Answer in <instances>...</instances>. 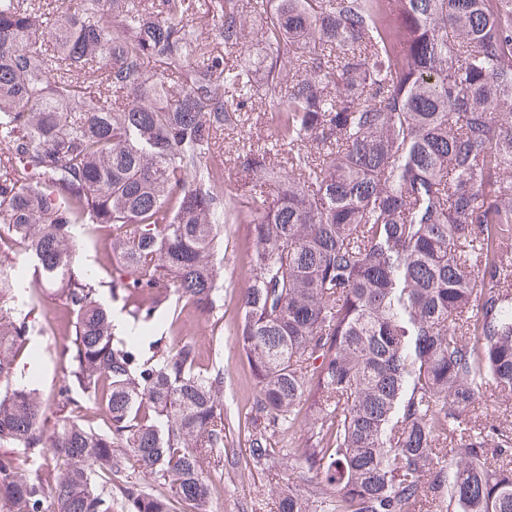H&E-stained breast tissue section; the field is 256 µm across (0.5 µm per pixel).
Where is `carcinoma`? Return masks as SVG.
Returning a JSON list of instances; mask_svg holds the SVG:
<instances>
[{
  "label": "carcinoma",
  "instance_id": "obj_1",
  "mask_svg": "<svg viewBox=\"0 0 512 512\" xmlns=\"http://www.w3.org/2000/svg\"><path fill=\"white\" fill-rule=\"evenodd\" d=\"M255 2L0 0V224L69 336L50 405L0 304V512H210L224 374L191 339L114 334L72 277L76 224L112 299L171 333L224 306V225H248L250 457L320 420L287 463L321 480L280 512H512V425L487 412L512 405V0ZM129 457L171 495L121 480ZM318 427V424L312 418L300 414L289 434L288 429L276 433L270 440L271 445L276 449L304 448L309 443L312 434L318 430Z\"/></svg>",
  "mask_w": 512,
  "mask_h": 512
}]
</instances>
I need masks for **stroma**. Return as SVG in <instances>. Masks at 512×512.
<instances>
[{"mask_svg": "<svg viewBox=\"0 0 512 512\" xmlns=\"http://www.w3.org/2000/svg\"><path fill=\"white\" fill-rule=\"evenodd\" d=\"M251 243L242 224L224 227V252L218 262L220 282L224 288V307L220 322L202 318L181 317L183 336L198 341L204 363L224 374V426L228 445L221 454H212L205 461L215 490L213 512H279L278 492L290 482L301 483V473L289 471L281 458L253 464L249 461L248 433L245 429L250 415L253 380L246 358L241 354L233 335L241 315L240 290L250 277L246 253ZM73 272L76 276L93 275L97 281V298L111 316L130 323L123 302L113 300L107 286V273L101 269V252L93 246L80 244ZM61 288L52 286L46 296L38 297L30 315L33 332L29 345L40 354L37 374L23 372L22 382L30 384L42 397L51 396L63 375L64 365L56 355L63 334L50 331L57 317L47 309V297H60Z\"/></svg>", "mask_w": 512, "mask_h": 512, "instance_id": "35a3bbf8", "label": "stroma"}]
</instances>
